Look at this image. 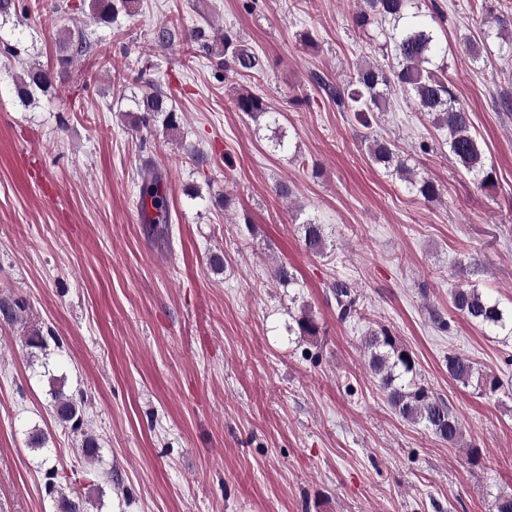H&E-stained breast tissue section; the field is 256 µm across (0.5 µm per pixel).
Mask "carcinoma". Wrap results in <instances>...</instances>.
I'll use <instances>...</instances> for the list:
<instances>
[{
  "label": "carcinoma",
  "instance_id": "obj_1",
  "mask_svg": "<svg viewBox=\"0 0 512 512\" xmlns=\"http://www.w3.org/2000/svg\"><path fill=\"white\" fill-rule=\"evenodd\" d=\"M363 6L355 13V26L362 32L377 22H390L392 29L378 26L370 35L376 40L384 38V46L390 48L392 76H387L381 66L365 63L357 67L354 80L336 92L341 106L353 113L355 120L363 127L371 124L372 113L383 111L385 93L380 87L394 83L408 95L415 109L424 113L439 130L445 131V143L456 163L479 179V186L490 191L496 186V175L488 168L485 152L479 138L473 133L470 112L459 102L455 87L448 80L444 64L447 46L437 33L434 21L426 20L418 12V0H362ZM133 8V0H91L92 19L101 24H114L119 16L128 14ZM484 33V40L469 41L465 49L474 59H479L486 40L496 37L512 53V30L501 33ZM68 53L58 58L59 67L65 69L78 57L98 53V42L91 39L78 27L61 29ZM221 48L217 54V66L226 72L243 74L256 71L260 67L259 56L252 48L243 44L235 34L226 30L220 38ZM52 82L41 65L29 64L17 78L15 91L24 105L35 100L39 93L51 92ZM131 111L136 113L134 120L143 126L160 125L166 131H175L180 126L179 117L169 97L155 89L151 93L132 100ZM235 107L253 120L261 117L270 119L276 125L278 120L266 100L260 94L247 92L238 95ZM372 161L380 164L407 182L409 189L426 201L439 195V188L430 178H415L411 170L400 160L397 148L387 140H373L370 145ZM139 192L142 203H150L157 211V224L169 223L168 204L161 192L163 174L156 166L147 164L138 174ZM302 239L307 250L318 254L324 252L326 239L322 225L311 218L299 224ZM336 303L338 318L346 321L358 314L356 290L345 280H337L331 286ZM452 304L456 310L471 322L512 332V313H507L497 301L484 296L475 286L454 289ZM296 327H288V332L299 336H315L318 325L306 312L295 319ZM369 353V367L378 377L381 388L394 411L407 421L422 424L438 438L457 443L462 438L461 423L448 406V403L435 395L431 389L417 381L418 363L412 351L397 344L392 333L383 327L373 330L364 341ZM448 375L468 387L472 384L483 395H492L499 390L496 378L476 374L473 363L465 356L448 355ZM56 418L71 430L79 431L83 420L74 398L64 392V380L49 378ZM47 474L51 481L47 484L48 493L57 495L59 512H89L92 500L77 492L68 496L55 484L58 470L50 467Z\"/></svg>",
  "mask_w": 512,
  "mask_h": 512
}]
</instances>
